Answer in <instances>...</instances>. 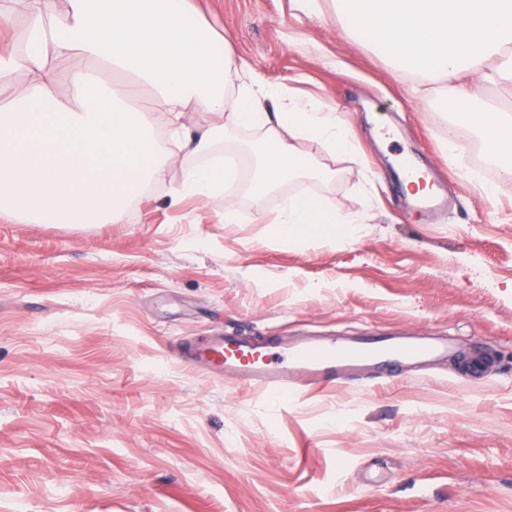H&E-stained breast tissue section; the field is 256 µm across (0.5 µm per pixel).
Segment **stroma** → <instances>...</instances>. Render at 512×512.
<instances>
[{
	"label": "stroma",
	"mask_w": 512,
	"mask_h": 512,
	"mask_svg": "<svg viewBox=\"0 0 512 512\" xmlns=\"http://www.w3.org/2000/svg\"><path fill=\"white\" fill-rule=\"evenodd\" d=\"M260 80L336 106L352 154L337 171L254 202L169 205L194 155L118 224L0 219V512H512V188L485 194L465 164L477 131L366 42L332 0H190ZM456 127L461 151L443 142ZM440 171L438 216L399 189L403 157ZM364 217L288 242L284 198ZM435 335L493 359L453 360L275 400L182 361L222 333Z\"/></svg>",
	"instance_id": "obj_1"
}]
</instances>
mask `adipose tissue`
I'll return each instance as SVG.
<instances>
[{
    "label": "adipose tissue",
    "instance_id": "1",
    "mask_svg": "<svg viewBox=\"0 0 512 512\" xmlns=\"http://www.w3.org/2000/svg\"><path fill=\"white\" fill-rule=\"evenodd\" d=\"M349 31L394 68L432 86L439 103L467 117L512 185V110L485 89L512 88V0H336ZM95 69L73 66L74 58ZM231 45L187 0H66L47 14L29 0L27 27L0 53V216L28 223L112 224L183 154H208L225 125L262 130L247 190L259 201L298 178L329 181L335 170L299 148L355 149L335 106L301 103L264 85L250 68L231 69ZM68 88L60 98L59 85ZM150 89L155 106L130 108L128 94ZM200 113L194 128L185 113ZM223 165L185 173L172 204L224 190ZM358 214L318 196L284 202L281 239L309 224L355 227Z\"/></svg>",
    "mask_w": 512,
    "mask_h": 512
}]
</instances>
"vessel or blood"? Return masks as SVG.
I'll use <instances>...</instances> for the list:
<instances>
[{
    "label": "vessel or blood",
    "instance_id": "b4317fda",
    "mask_svg": "<svg viewBox=\"0 0 512 512\" xmlns=\"http://www.w3.org/2000/svg\"><path fill=\"white\" fill-rule=\"evenodd\" d=\"M194 368L220 371L238 384L276 397L303 383L327 386L369 377L380 378L389 366L425 365L439 357L468 360L469 374L482 372L484 356L460 351L449 339L429 336L358 337L339 340L302 337L287 343L268 340L253 343L234 334L216 339L204 348L188 347Z\"/></svg>",
    "mask_w": 512,
    "mask_h": 512
}]
</instances>
